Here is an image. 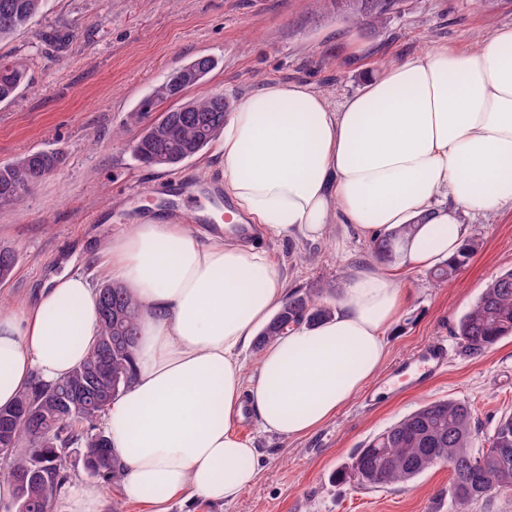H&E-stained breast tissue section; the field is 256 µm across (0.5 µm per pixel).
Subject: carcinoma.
<instances>
[{"label": "carcinoma", "mask_w": 512, "mask_h": 512, "mask_svg": "<svg viewBox=\"0 0 512 512\" xmlns=\"http://www.w3.org/2000/svg\"><path fill=\"white\" fill-rule=\"evenodd\" d=\"M346 21L361 25L369 20L384 25L398 12L399 0H327ZM44 0H0V41L30 25L41 13ZM216 67L214 58L201 55L183 66L188 75L181 87L199 84ZM25 79L24 71L0 63V103L10 101ZM166 100L160 88L144 98L131 117L138 122ZM192 122L181 120L183 105L167 109L138 138L135 159L146 167L175 169L212 145L224 127V95L214 94L187 102ZM63 163L55 152H28L0 166V208L20 202L41 181L48 168ZM477 237L466 239L458 255L441 262L431 275L438 283L449 282L481 249ZM370 256L378 263L395 259L394 242H371ZM18 261L9 246H0V282H7ZM323 289L295 290L253 342L259 353L273 339L301 326H314L330 317L333 308L323 302ZM100 331L86 358L71 373L55 382L32 378L16 401L3 412L20 411L23 419L8 425L0 420V444L11 445L0 462L15 486V496L26 503L25 512H53L56 496L68 478L65 449L88 451L105 436L95 431L101 417L135 375L133 351L141 305L119 283L105 279L98 288ZM461 352L481 357L500 340L512 337V268L493 277L472 307L452 329ZM75 397L77 410L67 411L55 402L56 395ZM58 435L43 439L40 432ZM481 424L464 401L427 403L374 435L357 449L347 465L337 470L341 480H357L368 489L406 484L433 468L436 457L452 471L448 486L450 512H470L473 503L502 488H512V414L496 423L487 437L488 448L478 450ZM88 473L106 483L117 482L124 466L114 452L84 460Z\"/></svg>", "instance_id": "carcinoma-1"}]
</instances>
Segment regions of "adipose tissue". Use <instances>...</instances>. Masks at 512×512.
Listing matches in <instances>:
<instances>
[{
  "instance_id": "1",
  "label": "adipose tissue",
  "mask_w": 512,
  "mask_h": 512,
  "mask_svg": "<svg viewBox=\"0 0 512 512\" xmlns=\"http://www.w3.org/2000/svg\"><path fill=\"white\" fill-rule=\"evenodd\" d=\"M218 153L232 223L147 221L97 252L142 305L134 380L102 422L126 468L118 493L144 512L252 488L243 405L268 433L298 439L322 426L383 366L409 297L401 270L455 257L460 211L512 206V25L474 51L438 44L392 63L338 104L303 83H268L239 98ZM335 223L373 241L416 230L394 263L348 277L330 319L270 341L246 371L241 352L287 298L263 240L319 241ZM99 329L96 291L78 273L1 311L0 406L33 377L67 376Z\"/></svg>"
}]
</instances>
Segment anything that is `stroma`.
I'll use <instances>...</instances> for the list:
<instances>
[{"instance_id": "35a3bbf8", "label": "stroma", "mask_w": 512, "mask_h": 512, "mask_svg": "<svg viewBox=\"0 0 512 512\" xmlns=\"http://www.w3.org/2000/svg\"><path fill=\"white\" fill-rule=\"evenodd\" d=\"M503 25H512V0H402L384 28L350 25L323 0H46L40 17L0 42V62L26 73L17 96L0 103V165L29 151H57L65 163L16 206L0 209V245L18 253L0 295L11 306L32 300L67 262L101 283L99 244L145 217L161 193L218 174L212 147L174 171L142 166L131 150L143 130L131 122L133 110L196 56L219 64L186 90L188 101L221 94L232 106L279 80L306 83L339 103L388 62L443 42L472 49ZM461 220L481 250L443 286L428 269L402 270L411 299L377 377L300 439L238 421L258 450L257 482L234 502L201 512H437L446 504L452 473L445 464L385 490L331 476L371 436L421 405L465 401L484 426L512 412V338L469 358L451 335L486 283L512 267V206ZM264 244L283 264L289 290L318 285L331 303L352 271L373 264L369 240L340 227L317 242L271 237ZM434 339L448 344L445 372L425 385L403 383L397 365Z\"/></svg>"}]
</instances>
